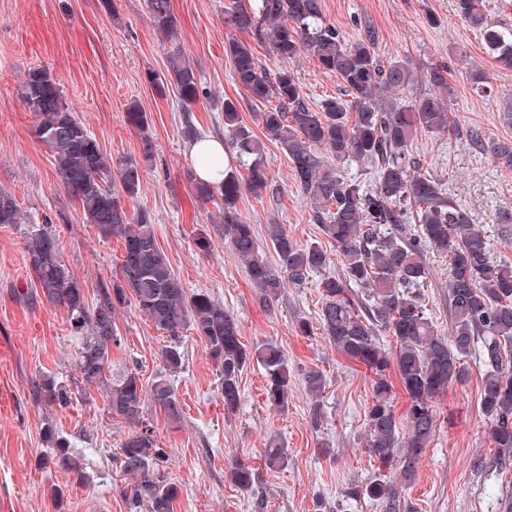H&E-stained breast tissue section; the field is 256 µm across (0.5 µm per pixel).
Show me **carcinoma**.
<instances>
[{
  "instance_id": "obj_1",
  "label": "carcinoma",
  "mask_w": 512,
  "mask_h": 512,
  "mask_svg": "<svg viewBox=\"0 0 512 512\" xmlns=\"http://www.w3.org/2000/svg\"><path fill=\"white\" fill-rule=\"evenodd\" d=\"M147 8L153 30L170 44L168 82L188 107L200 98V86L179 41L171 0H147ZM457 12L482 34L498 67L512 69V26L491 18L486 0H457ZM224 27L229 32L224 52L234 79L251 99L270 104L260 113L263 135L288 155L293 179L310 198L313 220L336 249L341 272L312 281L333 261L324 247L298 243L284 224L265 225L261 239L239 212L243 192L260 199L276 188L263 161V142L243 123L238 102L230 98L224 99V134L245 161L246 175L230 168L217 183L197 185V194L217 207L219 217L218 223L196 231L194 243L206 254L215 236L229 243L265 302L287 285H315L321 297L317 323L322 336L338 354L372 373L365 442L377 462L376 476L365 486L351 485L346 497H367L381 512L406 509L402 489L413 480L438 427L436 398L468 380L467 358L473 355L487 366L480 410L490 424L497 461L511 459L512 262L491 260L477 217L445 196L439 180L412 152L424 134L458 131L448 65L432 62L417 73L405 56L383 61L374 27L366 24L357 38H346L326 19L321 0H225ZM241 34L267 45L278 62L276 69L265 68ZM304 54L336 74L343 96L310 107L288 70V62ZM468 78L476 90L491 95L484 70L472 69ZM18 93L35 118L38 140L53 157L60 186L80 207L85 223L123 246L120 275L112 285H101L90 303L60 255L52 225L42 224L29 234L26 252L37 296L66 311L78 339L74 387L42 375L34 381L33 397L62 406L75 394L101 390L109 414L134 427L117 448L120 467L130 476L124 495L147 512H174L178 486L162 472L169 453L160 446L144 410L150 403L176 424L182 404L168 380L158 377L147 385L135 368L112 369V349L121 347L116 307L133 301L167 335L162 361L170 374L183 369L182 331H192L216 366L227 411L238 406L241 375L254 362L265 371L266 400L288 409L286 355L272 342L246 347L238 319L224 305L203 290L187 291L158 243L151 215L136 208L143 164L153 152L145 113L135 105L125 112L127 124L141 137L142 156L115 162L69 108L49 71L29 69ZM399 93L405 98L397 97ZM471 143L489 153L498 167L512 171L511 140L475 134ZM344 163L367 167L372 179L345 178L340 169ZM23 222L12 194L0 189V224ZM266 247L274 250L275 261L267 259ZM429 250L448 258L451 330L446 335L423 303L422 289L431 276L425 257ZM385 336L395 346L385 347ZM394 377L408 397L402 419L392 404ZM43 439L46 461L84 478L70 441L52 424L44 427ZM262 465L270 471L286 467L288 449L271 441ZM228 474L236 487L249 490L259 469L235 460Z\"/></svg>"
}]
</instances>
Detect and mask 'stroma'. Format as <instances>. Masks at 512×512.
Segmentation results:
<instances>
[{"label":"stroma","instance_id":"obj_1","mask_svg":"<svg viewBox=\"0 0 512 512\" xmlns=\"http://www.w3.org/2000/svg\"><path fill=\"white\" fill-rule=\"evenodd\" d=\"M327 19L350 39L361 23L379 34L381 57L408 55L417 66L448 64L456 91L457 136L425 135L413 150L438 177L442 191L482 224L492 259L512 260V238L500 222L512 214V172L498 167L469 140L512 139L495 96H512V70L499 68L480 33L457 15L455 0H323ZM181 40L195 66L202 93L184 109L174 88L162 87L167 45L154 32L146 0H0V188L15 197L27 221L0 225V512H147L123 493L130 478L116 459L129 425L110 416L99 392L67 407H45L33 399L31 385L42 374L70 381L75 371L77 339L65 310L43 304L30 278L26 240L32 226L49 223L59 235L66 264L94 295L119 271L120 241L101 237L84 223L82 212L60 188L53 158L34 135V119L18 96L30 68L47 69L61 84L67 104L112 157L136 156L139 135L127 125L125 111L138 103L149 124L153 160L145 167L140 207L151 214L158 242L185 288L207 291L233 312L242 340L253 346L273 341L281 346L292 372L288 409L272 407L264 394V369L254 364L242 374L241 401L225 413L216 368L202 341L183 339L185 365L172 376L184 414L180 424L147 407L170 454L169 475L179 488L175 512H314L317 499L335 512H380L366 498L350 500L352 483L375 477V463L365 447V414L371 400V374L339 355L324 336L300 335L297 322L315 320L320 307L316 288H284L278 299L262 303L260 291L228 243L215 242L210 253L197 250L196 227L208 224L211 203L195 190L197 175L187 153L186 123L205 135L223 136L224 101H241L240 114L258 128L264 104L247 102L233 79L224 53V0H172ZM437 24H430V17ZM309 104L340 96L336 76L323 72L309 56L289 65ZM491 75L494 97L472 90L468 72ZM280 187L277 198L242 194V216L264 227L286 225L298 242L320 237L311 204L297 187L280 145L267 143L263 155ZM431 284L425 290L429 314L448 330V260L428 254ZM122 346L116 363L140 371L145 382L164 372L161 351L166 336L134 306L115 312ZM470 378L438 399L441 425L405 492L408 512H499L497 500L512 491V460L500 466L489 427L479 411L486 368L468 361ZM323 373L325 387L311 395L307 371ZM321 415L312 424V412ZM53 423L69 439L84 476L56 467L42 468L43 426ZM282 438L288 466L261 470L255 487H235L227 474L232 460L259 467L269 436Z\"/></svg>","mask_w":512,"mask_h":512}]
</instances>
